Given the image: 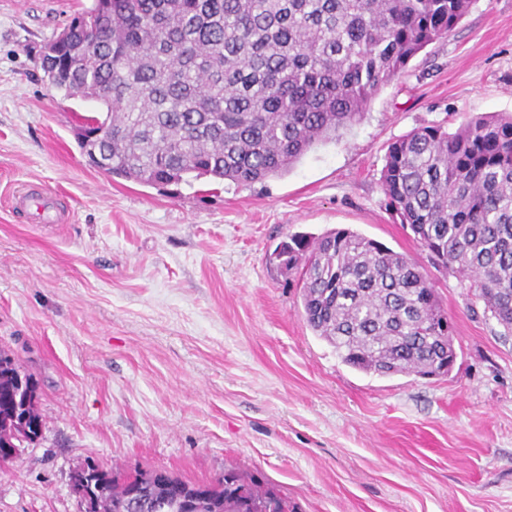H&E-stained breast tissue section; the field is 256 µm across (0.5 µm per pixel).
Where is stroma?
Segmentation results:
<instances>
[{"mask_svg":"<svg viewBox=\"0 0 512 512\" xmlns=\"http://www.w3.org/2000/svg\"><path fill=\"white\" fill-rule=\"evenodd\" d=\"M92 0H0V349L32 374L40 440L0 463V512H80L91 461L210 481L236 467L299 512H512V335L387 207L391 143L512 113V0H474L357 122L289 173L147 184L91 166L105 106L51 89L44 44ZM52 193L34 224L13 197ZM349 228L412 258L453 324L448 375L350 368L274 251Z\"/></svg>","mask_w":512,"mask_h":512,"instance_id":"35a3bbf8","label":"stroma"}]
</instances>
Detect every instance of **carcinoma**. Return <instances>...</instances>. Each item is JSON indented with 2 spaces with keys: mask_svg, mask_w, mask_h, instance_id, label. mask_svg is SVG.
I'll list each match as a JSON object with an SVG mask.
<instances>
[{
  "mask_svg": "<svg viewBox=\"0 0 512 512\" xmlns=\"http://www.w3.org/2000/svg\"><path fill=\"white\" fill-rule=\"evenodd\" d=\"M473 0H93L74 40L41 69L67 98L106 107L81 148L109 175L141 183L210 176L251 184L288 173L336 138L418 53L446 38ZM93 43V48L84 42ZM109 137H91V125ZM388 205L433 263L471 279L512 334V114L425 126L392 143L380 172ZM299 270L307 324L341 361L380 376L448 373L453 328L434 284L406 255L348 229L295 234L279 252ZM447 330H442V325ZM0 352V441L14 456L41 438L38 400ZM88 512H297L255 476L192 482L87 462Z\"/></svg>",
  "mask_w": 512,
  "mask_h": 512,
  "instance_id": "obj_1",
  "label": "carcinoma"
}]
</instances>
